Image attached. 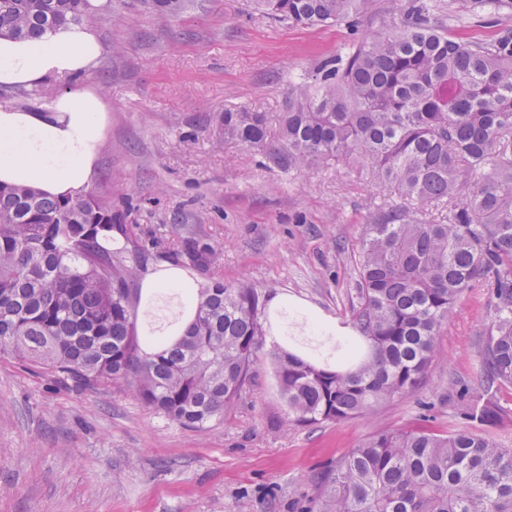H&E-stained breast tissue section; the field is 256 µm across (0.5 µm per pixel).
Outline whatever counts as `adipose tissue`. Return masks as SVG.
<instances>
[{"label": "adipose tissue", "mask_w": 512, "mask_h": 512, "mask_svg": "<svg viewBox=\"0 0 512 512\" xmlns=\"http://www.w3.org/2000/svg\"><path fill=\"white\" fill-rule=\"evenodd\" d=\"M103 47L96 30L70 24L37 39L0 38V87L31 90L59 75L92 72ZM105 104L95 87L65 90L49 104L30 110L0 107V183L32 186L50 197L73 198L88 187L103 144ZM142 294L143 321L166 344L175 343L196 312L197 282L185 268L168 264L148 271Z\"/></svg>", "instance_id": "ef3b65f1"}]
</instances>
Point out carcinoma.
<instances>
[{
  "instance_id": "obj_1",
  "label": "carcinoma",
  "mask_w": 512,
  "mask_h": 512,
  "mask_svg": "<svg viewBox=\"0 0 512 512\" xmlns=\"http://www.w3.org/2000/svg\"><path fill=\"white\" fill-rule=\"evenodd\" d=\"M367 0H256L307 26L351 23ZM88 0H0V37L79 24ZM224 138L305 168L361 159L375 178L418 202L448 203V223L388 209L360 241L359 336L305 341L310 358L273 353L294 421L365 415L426 379L441 326L468 288H490L481 333L486 388L512 386V30L490 43L399 10L374 35L288 89L276 135L265 114L221 117ZM110 205L0 184V355L30 361L78 390L122 383L155 413L201 430L232 407L262 335V293L249 282L199 285L193 323L149 354L141 334L136 246L114 240ZM463 426L444 434L383 431L323 471L316 512H512V448L478 432L498 416L472 392Z\"/></svg>"
}]
</instances>
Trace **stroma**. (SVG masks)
<instances>
[{"label":"stroma","mask_w":512,"mask_h":512,"mask_svg":"<svg viewBox=\"0 0 512 512\" xmlns=\"http://www.w3.org/2000/svg\"><path fill=\"white\" fill-rule=\"evenodd\" d=\"M419 2L474 41L512 28V0L493 14L470 0ZM109 3L85 19L103 46L85 81L108 108L89 192L108 199L148 267L192 244L208 252L200 281L247 280L351 327L363 226L388 207L442 222L447 206L400 198L361 162L276 165L225 139L219 118L246 108L277 130L289 86L380 30L391 0H369L352 29L282 21L253 0H182L174 14L155 0ZM492 314L489 288L467 289L419 389L314 425L291 421L266 341L234 406L202 430L155 414L124 385L78 390L0 357V512H310L321 472L365 438L460 427Z\"/></svg>","instance_id":"35a3bbf8"}]
</instances>
